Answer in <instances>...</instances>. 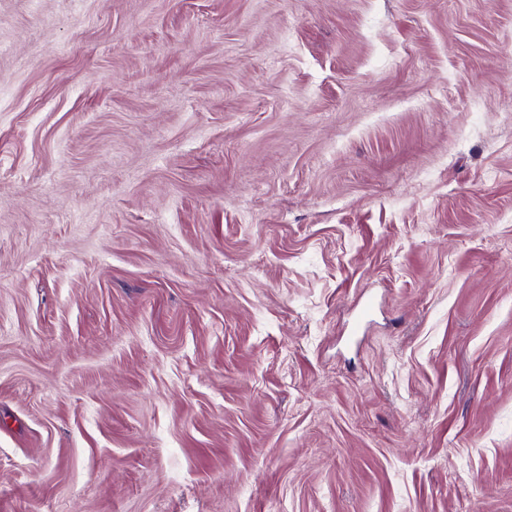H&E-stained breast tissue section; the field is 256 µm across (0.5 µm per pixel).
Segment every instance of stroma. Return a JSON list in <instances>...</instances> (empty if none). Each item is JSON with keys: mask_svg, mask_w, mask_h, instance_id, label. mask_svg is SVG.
I'll return each mask as SVG.
<instances>
[{"mask_svg": "<svg viewBox=\"0 0 512 512\" xmlns=\"http://www.w3.org/2000/svg\"><path fill=\"white\" fill-rule=\"evenodd\" d=\"M0 512H512V0H0Z\"/></svg>", "mask_w": 512, "mask_h": 512, "instance_id": "1", "label": "stroma"}]
</instances>
